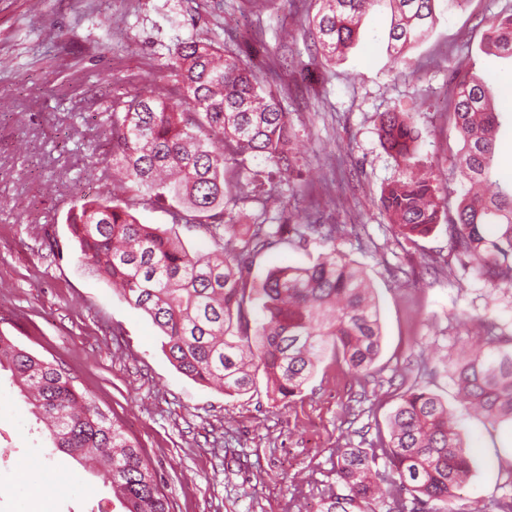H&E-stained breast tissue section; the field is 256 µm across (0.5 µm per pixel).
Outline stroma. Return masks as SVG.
<instances>
[{"label":"stroma","mask_w":512,"mask_h":512,"mask_svg":"<svg viewBox=\"0 0 512 512\" xmlns=\"http://www.w3.org/2000/svg\"><path fill=\"white\" fill-rule=\"evenodd\" d=\"M316 0H0V331L61 362L78 390L123 424L152 461L172 512H311L336 487V451L365 448L399 403L403 385L428 386L446 403L443 373L467 337L463 317L512 324V288L465 270L445 226L402 238L380 207L401 169L381 147L380 113L414 115L420 154L452 199L465 179L449 119L455 74H490L499 108L512 111V59L482 51L491 22L512 0L438 6L429 35L398 61L387 50L390 11L363 20L341 59L316 54L305 21ZM213 41L268 81L288 114L293 173L303 205H247L255 224L359 225L335 241H275L247 266L251 282L282 262L309 266L339 250L375 288L381 352L359 379L325 356L302 397L271 401L265 386L225 397L179 372L151 318L78 264L66 216L80 194L109 195L122 175L96 146L114 101L172 87L169 55L181 41ZM140 223L175 226L189 250L220 242L204 227L173 225L141 204ZM8 377H0V512H118L103 480L75 460L57 463ZM473 461L455 502L471 512L503 493L512 474V425L462 415Z\"/></svg>","instance_id":"stroma-1"}]
</instances>
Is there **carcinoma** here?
<instances>
[{"label": "carcinoma", "instance_id": "cac0c4a2", "mask_svg": "<svg viewBox=\"0 0 512 512\" xmlns=\"http://www.w3.org/2000/svg\"><path fill=\"white\" fill-rule=\"evenodd\" d=\"M308 20L321 55L344 56L374 6L391 11L387 49L396 59L433 29L438 0H317ZM486 53L512 58V14L493 21ZM175 83L166 96L143 92L114 108L106 154L140 197L171 216L172 225L224 230L220 250L191 253L173 229L142 224L135 198L80 196L67 216L79 262L119 287L158 327L162 349L179 372L242 396L265 379L267 395L284 404L300 396L331 351L356 375L368 376L382 341L373 288L364 271L333 251L311 266L281 264L260 285L246 260L288 233V225L247 224L242 206L278 204L274 178L288 179V116L277 96L238 56L196 39L182 41L168 64ZM488 79L458 84L451 112L463 146L456 166L474 190L448 220V239L465 266L494 286H512V185L491 180L498 163L494 132L505 120L488 105ZM382 148L402 168L380 205L407 240L429 235L448 213L438 178L420 177L412 113L383 112ZM265 167H245L248 157ZM336 224H301L298 238L332 241ZM259 309L262 319L253 318ZM478 343L444 366L462 404L495 422L512 423V334L477 320ZM32 406L49 432L51 453L84 461L112 487L122 512H171L158 473L123 425L80 393L62 364L46 360L0 332V372ZM369 448L336 449L340 491L321 497L317 512H458L457 491L471 458L455 414L427 387L409 386ZM474 512H512L505 493Z\"/></svg>", "mask_w": 512, "mask_h": 512}]
</instances>
